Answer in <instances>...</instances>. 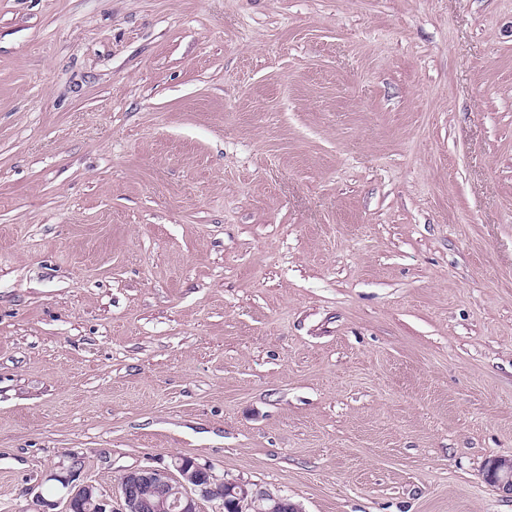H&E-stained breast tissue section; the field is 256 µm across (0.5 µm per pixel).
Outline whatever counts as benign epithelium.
Returning a JSON list of instances; mask_svg holds the SVG:
<instances>
[{
    "label": "benign epithelium",
    "instance_id": "1",
    "mask_svg": "<svg viewBox=\"0 0 512 512\" xmlns=\"http://www.w3.org/2000/svg\"><path fill=\"white\" fill-rule=\"evenodd\" d=\"M70 474L56 476L63 489L65 512L92 503L96 512H114L112 500L93 483H75V468ZM487 481L499 491L512 496V459L492 458L485 464ZM229 489L236 512H303L300 504L288 497L248 483L226 479L209 465H201L190 457L178 456L164 468L144 467L124 473L117 482L120 512H203L202 502H225L224 489Z\"/></svg>",
    "mask_w": 512,
    "mask_h": 512
}]
</instances>
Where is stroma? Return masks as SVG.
Segmentation results:
<instances>
[{
    "label": "stroma",
    "instance_id": "obj_1",
    "mask_svg": "<svg viewBox=\"0 0 512 512\" xmlns=\"http://www.w3.org/2000/svg\"><path fill=\"white\" fill-rule=\"evenodd\" d=\"M179 455L512 512V0H0V512ZM485 477L499 491L512 497V459H489L485 464Z\"/></svg>",
    "mask_w": 512,
    "mask_h": 512
}]
</instances>
